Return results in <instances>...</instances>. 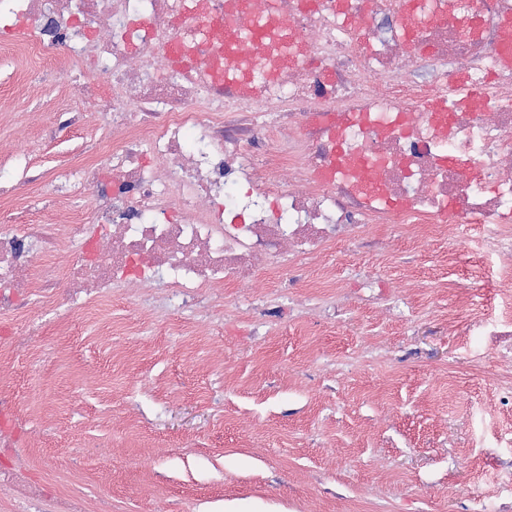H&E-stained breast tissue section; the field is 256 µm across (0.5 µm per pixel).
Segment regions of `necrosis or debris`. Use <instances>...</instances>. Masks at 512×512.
I'll list each match as a JSON object with an SVG mask.
<instances>
[{
	"label": "necrosis or debris",
	"instance_id": "obj_1",
	"mask_svg": "<svg viewBox=\"0 0 512 512\" xmlns=\"http://www.w3.org/2000/svg\"><path fill=\"white\" fill-rule=\"evenodd\" d=\"M204 0H0L35 54L62 49L80 113L110 132L95 167L64 174L90 191L92 221L63 240L37 224L0 226V360L35 363L32 309L84 315L132 286L162 285L170 310L198 312L209 289L300 276L347 245L377 246L409 225H451L452 253L506 263L512 288V66L501 59L512 0H246L267 13L257 55L210 49L216 91L171 63L170 42L197 53ZM98 66L86 77L88 63ZM71 255L59 272L54 243ZM27 431L0 388V512H86L53 462L26 477Z\"/></svg>",
	"mask_w": 512,
	"mask_h": 512
}]
</instances>
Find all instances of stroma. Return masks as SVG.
<instances>
[{"label": "stroma", "mask_w": 512, "mask_h": 512, "mask_svg": "<svg viewBox=\"0 0 512 512\" xmlns=\"http://www.w3.org/2000/svg\"><path fill=\"white\" fill-rule=\"evenodd\" d=\"M63 68L0 35L1 224H47L66 191L25 185L91 158L103 115L56 132L50 94ZM28 153H21V146ZM416 233L376 253L347 254L383 281L395 310L365 309L341 270L317 261L305 282L267 281L273 299L234 289L201 315L160 317L161 289L103 301L81 323L46 332L51 362L0 367L17 385L31 469L52 460L88 505L114 512H512V408L490 378L498 365L460 313L512 317L499 269L474 253L444 262ZM338 283L335 319H301L308 288ZM467 284L460 294L458 284ZM109 457L81 467L75 449Z\"/></svg>", "instance_id": "obj_1"}]
</instances>
